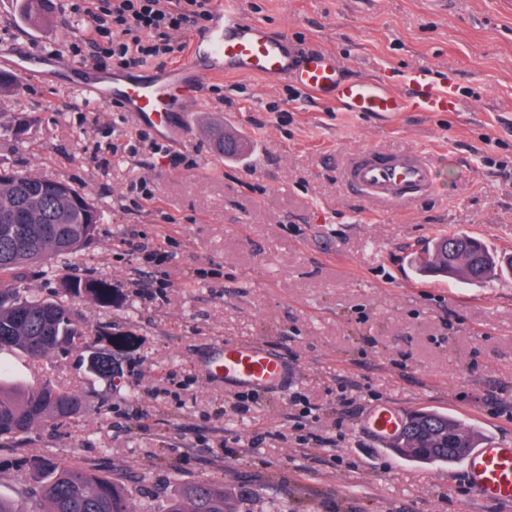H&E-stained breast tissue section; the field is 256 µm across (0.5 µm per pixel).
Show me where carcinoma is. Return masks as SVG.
Returning a JSON list of instances; mask_svg holds the SVG:
<instances>
[{
  "label": "carcinoma",
  "instance_id": "1",
  "mask_svg": "<svg viewBox=\"0 0 512 512\" xmlns=\"http://www.w3.org/2000/svg\"><path fill=\"white\" fill-rule=\"evenodd\" d=\"M49 0H23V13L31 21L46 12ZM103 214L89 199L65 183L57 188L48 179L15 172L0 179V349L13 350L32 361L55 352L89 349L87 326L76 313L77 301L90 299L112 306L111 285L103 279L63 277L55 298L21 293L14 282L34 267H51L52 260L73 255L94 239ZM463 252L458 262L448 253ZM412 265L420 273L453 276L481 287L502 266L488 246L466 234L433 239ZM86 370L112 381V361L90 352ZM85 399L77 392L49 382L29 386L0 378V447L25 438L36 425L58 426L80 417ZM414 445L432 449L428 463L462 461L467 449L477 447L483 435L443 413L419 410L405 421ZM20 469L31 486L39 512H134L132 495L123 482L101 474L78 457L51 458L26 455ZM250 492L241 487L234 499L224 482L203 479L176 487L165 512H242Z\"/></svg>",
  "mask_w": 512,
  "mask_h": 512
}]
</instances>
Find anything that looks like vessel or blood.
<instances>
[{"mask_svg": "<svg viewBox=\"0 0 512 512\" xmlns=\"http://www.w3.org/2000/svg\"><path fill=\"white\" fill-rule=\"evenodd\" d=\"M214 19L192 40L176 63L151 68L148 76L106 74L92 64L59 58L54 51H11L0 54V66L26 80L54 74L56 83L84 100L111 102L135 124L152 126L160 136L178 142L193 136L190 104L206 76L232 73L262 78L273 85L287 80L319 99L365 114L452 112L457 108L453 83L436 79L432 69L413 67L405 91L384 79L346 76L334 53L300 52L288 35L273 34L262 22L243 17L234 0H213ZM340 179L360 198L391 206H411L434 186L433 162L419 150L386 152L366 146L340 167ZM212 380L239 388L285 391L290 379L287 361L259 342L225 339L212 362ZM402 416L394 406L370 412L365 425L377 437L397 433ZM473 493L484 501L512 502V446L492 440L469 449L463 461Z\"/></svg>", "mask_w": 512, "mask_h": 512, "instance_id": "b4317fda", "label": "vessel or blood"}]
</instances>
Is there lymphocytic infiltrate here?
<instances>
[{"label":"lymphocytic infiltrate","mask_w":512,"mask_h":512,"mask_svg":"<svg viewBox=\"0 0 512 512\" xmlns=\"http://www.w3.org/2000/svg\"><path fill=\"white\" fill-rule=\"evenodd\" d=\"M81 35L72 56L89 48L99 66L135 68L184 51L187 31H204L212 0H68Z\"/></svg>","instance_id":"1"}]
</instances>
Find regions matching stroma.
<instances>
[{"label": "stroma", "instance_id": "obj_1", "mask_svg": "<svg viewBox=\"0 0 512 512\" xmlns=\"http://www.w3.org/2000/svg\"><path fill=\"white\" fill-rule=\"evenodd\" d=\"M240 12L301 48L339 55L352 78L402 87L417 65L449 77L455 112H343L293 83L210 79L179 168L159 154L113 156L135 127L105 104L52 83L0 95V168L62 181L105 215L94 241L54 273L17 286L42 298L58 277L102 278L116 301L77 302L90 337L112 334L111 380L83 353L33 363L0 350L12 379L81 393L86 412L0 447V495L28 488L17 458L81 457L124 481L138 512H163L175 481L252 491L249 512H512L473 499L461 464L400 458L363 426L390 404L434 410L512 443V275L486 288L418 275L412 253L450 233L512 254V0H237ZM0 9V46H60L78 36L65 0L43 21ZM31 123L22 139L9 127ZM245 142L227 158L215 130ZM372 145L418 149L435 163L434 196L381 210L346 190L339 161ZM147 180L155 202L129 186ZM164 260L146 262L143 240ZM260 341L296 378L259 391L248 414L238 389L206 367L224 339ZM349 406H342V399ZM313 407L300 429L295 418Z\"/></svg>", "mask_w": 512, "mask_h": 512}]
</instances>
